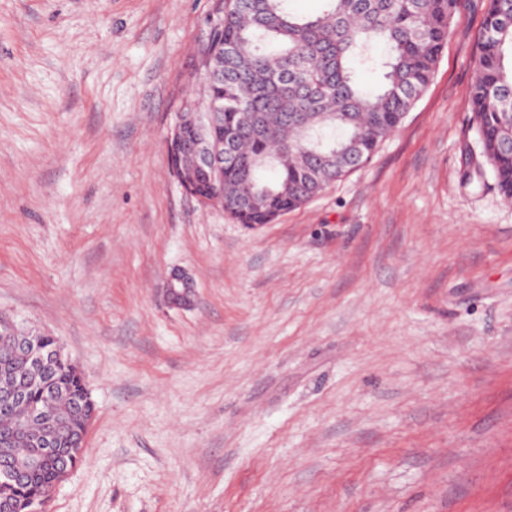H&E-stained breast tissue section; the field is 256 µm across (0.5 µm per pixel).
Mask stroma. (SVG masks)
Listing matches in <instances>:
<instances>
[{"mask_svg":"<svg viewBox=\"0 0 512 512\" xmlns=\"http://www.w3.org/2000/svg\"><path fill=\"white\" fill-rule=\"evenodd\" d=\"M488 5L368 165L250 228L168 164L214 0H0V316L95 405L46 512H512V202L464 175ZM162 292L166 302L175 308H189L195 303V285L186 273L173 272L165 281Z\"/></svg>","mask_w":512,"mask_h":512,"instance_id":"1","label":"stroma"}]
</instances>
